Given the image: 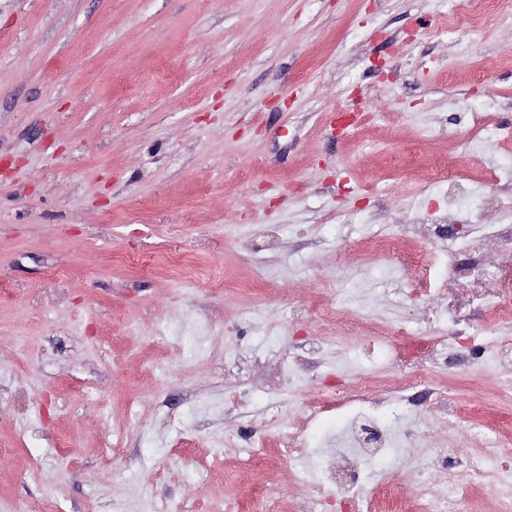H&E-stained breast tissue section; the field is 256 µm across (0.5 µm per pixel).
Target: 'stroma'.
<instances>
[{"instance_id":"stroma-1","label":"stroma","mask_w":512,"mask_h":512,"mask_svg":"<svg viewBox=\"0 0 512 512\" xmlns=\"http://www.w3.org/2000/svg\"><path fill=\"white\" fill-rule=\"evenodd\" d=\"M466 11L0 0V512H314L278 437L320 455L347 412L317 403L365 375L443 466L488 436L512 458V361L459 351L395 403L370 332L455 300L467 335L512 339L443 259L410 257L443 222L461 267L512 257L481 235L512 226V9Z\"/></svg>"}]
</instances>
